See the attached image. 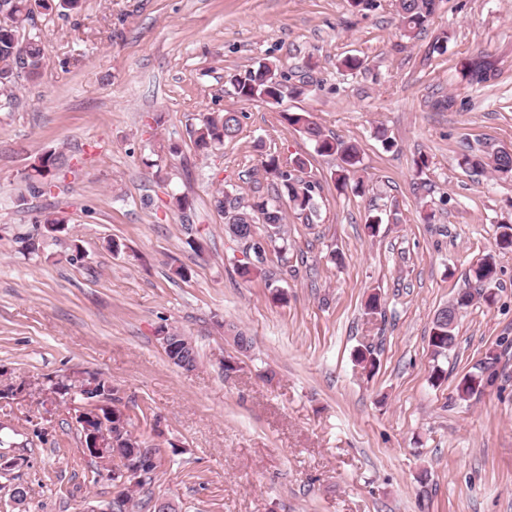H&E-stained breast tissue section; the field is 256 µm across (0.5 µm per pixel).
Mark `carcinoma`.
Instances as JSON below:
<instances>
[{"mask_svg":"<svg viewBox=\"0 0 512 512\" xmlns=\"http://www.w3.org/2000/svg\"><path fill=\"white\" fill-rule=\"evenodd\" d=\"M436 0H398V16L400 28L404 36L416 37L424 28L435 10ZM79 0H0V13L6 14L7 22L0 26V95H14L17 70L23 69L31 78L40 75L45 63V56L38 37L30 34L20 37V32L31 23L34 8L45 11L59 6L63 9H74ZM465 77L471 82L481 83L489 79L488 63L478 61L469 66ZM288 80V75L277 67L260 62L242 72L230 76V83L235 95L242 101L262 100L267 103H277L281 98L282 83ZM289 125L296 127L313 145L320 155H336L341 161L336 173V187L350 188L355 193L364 192V181L357 176L361 165V151L357 144L336 139L324 133L308 112H289L284 115ZM241 128L239 113L226 110L209 113L202 116L200 123L191 131L195 146L207 150L216 145L224 144L227 139L234 138ZM461 164L475 169H489L500 179L512 180V157L500 152H492L479 156L462 155ZM264 172L273 178V183L295 213L312 216L316 213L315 195L318 183L305 176L307 163L301 158L282 160L280 156L269 153L261 162ZM67 166L63 152L51 150L39 156V164H33L25 176L28 188L36 193L40 188L54 178ZM214 204L224 215L225 226L235 231L240 238L249 232L250 227L257 224L267 226V234L252 242L250 250L253 258L237 267L240 277L251 279L259 273V265L263 264L268 250L273 249L282 254L288 249L287 231L285 230L286 214L279 203V197L229 195L221 190L214 194ZM66 219L53 213L42 216L37 220L40 225L38 235L23 238L24 248L29 253L40 250L41 238L64 230ZM465 281L475 282L482 287L490 288L497 284L498 268L493 256L489 255L479 264L471 268ZM475 300V294L464 288L442 307L436 314L429 336V346L433 360L436 361L431 377L439 382L446 378L445 370L437 361L448 356V352L456 346V321L448 316L450 308L462 304V309L469 308ZM495 357L488 355L483 367L477 373L464 376L456 386L458 398L465 400L485 391L494 385L496 372ZM86 394L93 398L104 397L103 405L98 407L104 418L112 415V382L106 379L98 382ZM152 458L151 464L144 469L141 479L135 484L140 489L151 482L161 466L160 449L145 447Z\"/></svg>","mask_w":512,"mask_h":512,"instance_id":"1","label":"carcinoma"}]
</instances>
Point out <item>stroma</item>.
<instances>
[{
  "instance_id": "35a3bbf8",
  "label": "stroma",
  "mask_w": 512,
  "mask_h": 512,
  "mask_svg": "<svg viewBox=\"0 0 512 512\" xmlns=\"http://www.w3.org/2000/svg\"><path fill=\"white\" fill-rule=\"evenodd\" d=\"M29 31L46 64L0 101V389H15L0 398V456L12 462L0 512H102L111 500L82 449L78 402L49 395L91 375L111 381L134 434L160 448L148 491L179 512H512V249L496 246L512 180L460 163L512 149V0H437L413 39L396 0H81L36 9ZM481 54L494 75L469 82ZM349 55L365 70L345 71ZM260 61L288 75L279 103L234 94L230 75ZM222 110L243 113L240 133L200 152L191 129ZM302 111L359 144L364 194L337 189L339 159L285 121ZM379 125L393 150L374 138ZM51 149L71 173L21 195ZM269 152L307 159L318 209L310 221L289 213L286 255L268 252L247 282L236 272L246 245L213 195L272 193ZM422 155L428 205L412 189ZM371 211L382 218L373 235ZM47 212L68 226L27 254L21 238ZM489 255L495 301L461 315L447 377L432 383L434 317ZM167 329L196 344L195 370L168 360ZM238 331L253 340L244 355ZM366 347L371 374L354 359ZM491 351L495 385L459 400L458 382Z\"/></svg>"
}]
</instances>
